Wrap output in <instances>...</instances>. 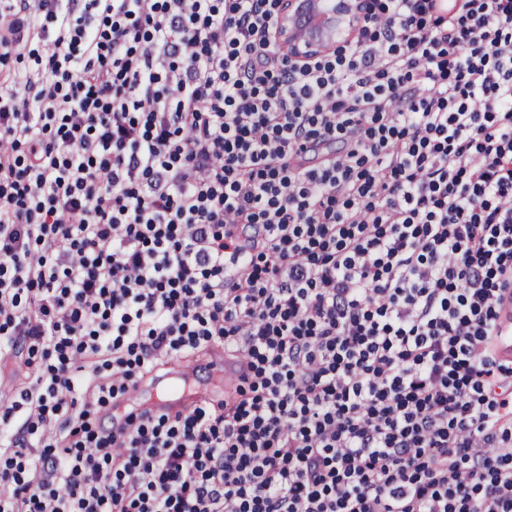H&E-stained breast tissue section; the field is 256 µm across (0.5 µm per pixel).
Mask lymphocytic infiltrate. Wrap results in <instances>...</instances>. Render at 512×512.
<instances>
[{"label": "lymphocytic infiltrate", "mask_w": 512, "mask_h": 512, "mask_svg": "<svg viewBox=\"0 0 512 512\" xmlns=\"http://www.w3.org/2000/svg\"><path fill=\"white\" fill-rule=\"evenodd\" d=\"M0 0V512H512V0ZM240 386L103 425L206 350ZM279 29L277 42L293 64L307 59L330 54L346 42L359 14L360 2L332 0L323 6L321 18L312 27V32L302 35L294 25V9L297 0H278ZM357 6H360L359 8Z\"/></svg>", "instance_id": "obj_1"}]
</instances>
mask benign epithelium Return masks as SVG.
I'll use <instances>...</instances> for the list:
<instances>
[{"label": "benign epithelium", "instance_id": "1", "mask_svg": "<svg viewBox=\"0 0 512 512\" xmlns=\"http://www.w3.org/2000/svg\"><path fill=\"white\" fill-rule=\"evenodd\" d=\"M296 3L297 0H279L278 3L277 42L293 64L336 51L348 40L361 13L355 0H331L323 6L321 18L312 27V32L303 35L294 25Z\"/></svg>", "mask_w": 512, "mask_h": 512}]
</instances>
